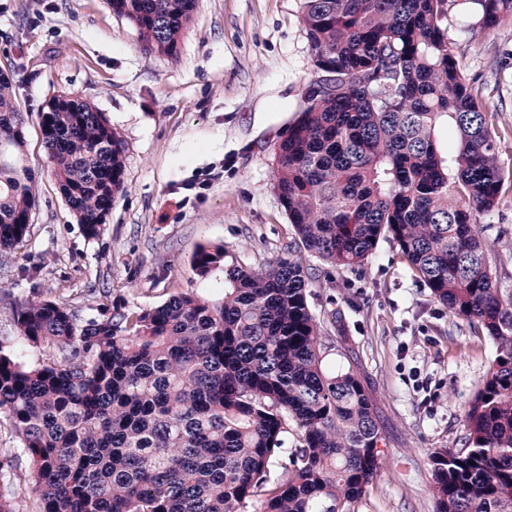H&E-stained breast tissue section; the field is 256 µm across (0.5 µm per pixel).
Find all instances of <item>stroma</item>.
<instances>
[{
    "label": "stroma",
    "instance_id": "1",
    "mask_svg": "<svg viewBox=\"0 0 512 512\" xmlns=\"http://www.w3.org/2000/svg\"><path fill=\"white\" fill-rule=\"evenodd\" d=\"M300 16L301 0H201L170 59L146 54L108 0H0V70L13 79L38 176L30 229L0 256V350L17 342L12 304L33 297L90 318L106 305L155 307L173 292L221 294L223 271L204 279L194 266L203 245L255 270L287 257L294 230L274 188L273 146L319 76ZM448 40L510 173L512 15L472 38L451 9ZM65 92L102 112L125 146L126 191L95 239L61 195L42 143L40 114ZM204 180L203 196L189 191ZM490 222L486 239L512 273V182ZM302 258L323 364L361 377L381 423L378 472L355 512H436L429 454L461 448L493 344L437 302L388 242L355 269ZM20 446L0 417V450L12 454L0 493L33 512Z\"/></svg>",
    "mask_w": 512,
    "mask_h": 512
}]
</instances>
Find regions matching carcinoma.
<instances>
[{
  "mask_svg": "<svg viewBox=\"0 0 512 512\" xmlns=\"http://www.w3.org/2000/svg\"><path fill=\"white\" fill-rule=\"evenodd\" d=\"M199 0H109L149 54L174 58ZM495 26L512 0H302L315 66L279 136L275 188L297 247L360 266L380 241L448 311L492 340L493 364L465 414L460 449L430 454L436 512H512V285L489 257L485 219L505 174L486 113L448 42V10ZM59 189L89 238L125 189L124 144L71 97L44 107ZM25 119L0 73V250L27 235L37 182ZM228 250L193 256L224 295L175 293L85 320L56 299L12 310L0 352V415L22 441L35 512H355L378 468L377 411L358 375L322 364L299 258L262 271ZM48 343L52 366L25 361ZM297 435L288 450V434Z\"/></svg>",
  "mask_w": 512,
  "mask_h": 512,
  "instance_id": "carcinoma-1",
  "label": "carcinoma"
}]
</instances>
